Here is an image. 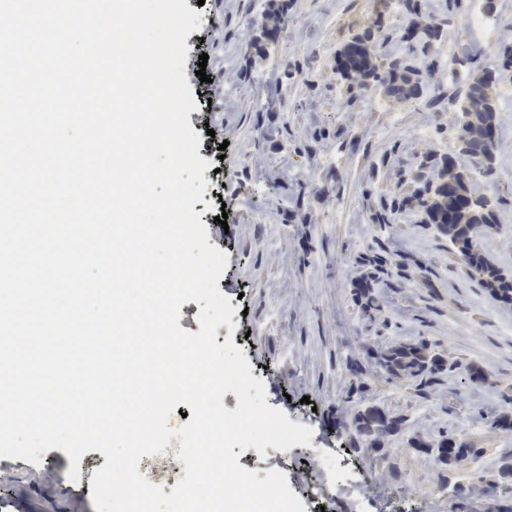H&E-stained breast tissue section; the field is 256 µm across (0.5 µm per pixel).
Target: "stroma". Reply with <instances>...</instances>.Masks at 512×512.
<instances>
[{
	"label": "stroma",
	"instance_id": "obj_1",
	"mask_svg": "<svg viewBox=\"0 0 512 512\" xmlns=\"http://www.w3.org/2000/svg\"><path fill=\"white\" fill-rule=\"evenodd\" d=\"M441 0H425L424 20H437L441 36L436 57L448 44L493 61V48L472 43L464 25L470 0L440 13ZM198 9L201 27L186 38L184 72L192 74L207 55L212 79L210 127L226 142L223 180L226 225H208V242L227 255L218 287L241 310L235 333L243 337L248 362L262 370L266 402L311 429L314 448L254 457L241 453V467L265 475L285 473L296 495L307 500L324 486L323 458L340 454L357 482L371 486L370 512H408L440 487V470L409 448L413 435L445 431L480 449V457L460 469L467 481L497 479L499 459L512 448V432L490 420L512 404V305L495 300L469 277L445 238L421 228L408 211L395 223L376 224L371 206L395 190L411 193L413 181H400L399 161L425 152L459 154L461 144L450 121L474 70L461 82L440 71L429 77L428 95L419 103L376 91L353 96L336 72V55L380 9L378 0H289L287 38L266 48L264 59L248 65L259 21L255 0H186ZM287 127L280 140L264 141L261 126ZM427 138H419V128ZM323 139H315L318 131ZM494 179L471 183L475 193L498 200L497 225L479 248L512 278V110L498 114ZM303 185L302 195L273 197V177ZM389 243L412 256L403 285L376 312L360 316L352 300L354 259ZM422 336L434 350L455 361L441 396L425 400L405 382L367 373L368 397L405 420L403 437L390 439L386 456L375 459L351 448L346 422L337 421L352 376L346 359L359 354L364 339L406 342ZM476 365L486 374L478 387L463 369ZM179 438L163 453L143 458L138 471L170 490L185 475ZM106 463L97 450L86 452L78 482L74 465L59 448L40 464L0 457V512H70L81 499L82 512H96L92 479ZM396 466L402 482L388 478Z\"/></svg>",
	"mask_w": 512,
	"mask_h": 512
}]
</instances>
